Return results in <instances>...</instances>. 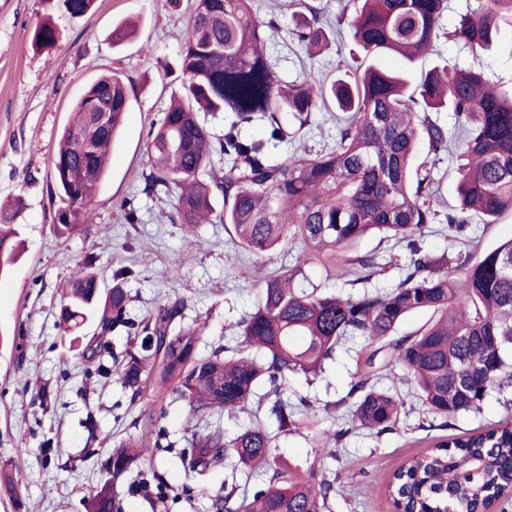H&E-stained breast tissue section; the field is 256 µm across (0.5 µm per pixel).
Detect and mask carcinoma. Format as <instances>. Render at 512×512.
<instances>
[{"label": "carcinoma", "mask_w": 512, "mask_h": 512, "mask_svg": "<svg viewBox=\"0 0 512 512\" xmlns=\"http://www.w3.org/2000/svg\"><path fill=\"white\" fill-rule=\"evenodd\" d=\"M351 4L352 19L340 15L336 24H347L363 53L352 78L288 82L276 75L268 52L275 20L258 17L252 0H194L177 60L181 88L148 131L146 191L163 188L180 223L217 219L233 227L237 247L248 253L292 254L291 264L262 276L254 310L239 322L232 354L218 347L201 355L202 328H175L186 307L180 297L133 320L125 268L115 271L106 291L93 272L83 271L64 293L65 330L97 312L102 335L124 330L143 337L149 356L128 349L113 358L133 402L150 388L161 401L170 392L187 403L188 420L198 422L216 413L252 410L259 383H268L276 432L257 423L230 440L220 428L195 429L185 438L180 460L196 480L190 491L210 500V512H328L334 483L296 477L275 456L274 440L299 426L294 408L281 397L288 379L318 376L340 350H356L370 368L379 352L389 350L388 363L404 371V381L442 427L459 412L478 408L490 390H512V239L481 256L461 252L451 267L435 266L418 241L438 216L431 203L437 181L426 164L413 165L423 139L434 155L455 156L448 232L465 233L475 217L487 226L512 215V87L493 84L474 68L431 69L414 84L403 73L378 66L383 55L413 63L429 54L440 38L447 0ZM310 13L292 35L299 44L316 47L326 32L319 12ZM511 25L512 0H476L448 38L476 56ZM34 40L41 47L54 45L55 29L40 25ZM94 101L109 111L101 131L91 128ZM331 105L340 112L336 140L314 151L305 138L315 114ZM442 108L455 117L451 134L429 116ZM127 109V87L118 72L100 76L76 100L54 158L64 198L54 214L57 235L86 228ZM201 111L233 114L222 137L200 121ZM255 120L267 128L268 140L242 135ZM280 143L293 151L276 159L270 147ZM216 155L224 157L219 170ZM216 193L224 196L220 215L213 207ZM368 234L408 251L404 273L390 289L325 294L295 282L304 266L317 261L326 269L352 267L353 286L369 283L390 261L378 252L353 254ZM13 237V225L1 215L0 270L12 260ZM417 311L431 312L430 319L409 336L397 335ZM354 394L350 420L370 432L393 430L405 412L401 394L380 386L370 371L352 384L349 395ZM140 421L138 435L112 448L110 478L90 490L86 512H121L118 488L151 449L162 447L166 434L154 416L144 413ZM228 459L247 474L266 476L252 497L238 500L232 490L221 494L209 488L210 474ZM511 483L512 421L506 419L412 458L394 474L390 492L400 512H478Z\"/></svg>", "instance_id": "1"}]
</instances>
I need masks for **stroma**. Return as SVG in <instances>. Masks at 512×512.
I'll list each match as a JSON object with an SVG mask.
<instances>
[{"instance_id":"1","label":"stroma","mask_w":512,"mask_h":512,"mask_svg":"<svg viewBox=\"0 0 512 512\" xmlns=\"http://www.w3.org/2000/svg\"><path fill=\"white\" fill-rule=\"evenodd\" d=\"M194 0H95L81 16L68 14L61 0H0V204L19 203L15 217L20 247L6 274L0 276V512H86L90 488L104 482L107 451L134 434L141 412L154 415L170 439L187 433L184 401L155 402L152 393L131 401L117 376L92 374L85 360L88 345L107 346L122 355L140 339L120 332L98 333L96 319L65 332L60 324L62 294L70 276L90 265L103 286L126 267L135 277L127 286L129 309L140 318L175 298L187 301L184 323L200 324V354L235 341L237 323L252 311L262 283L284 260L274 254L256 260L236 253L223 224L190 226L172 221L166 196L145 194L149 171L146 134L167 107L180 83L176 67L184 28ZM263 18L276 17L279 28L270 43L275 69L286 80L312 74L333 80L354 49L327 32L315 54L291 39L297 7L291 0H253ZM137 25L133 41L116 45L113 25ZM44 22L56 29V44L38 49L35 28ZM381 67L409 69L399 58L379 57ZM476 67L494 82H512V30L480 56L440 39L434 53L413 69ZM120 71L128 79L130 109L112 145L109 172L91 203L86 230L58 239L53 214L59 204L53 158L60 132L76 99L97 77ZM136 198L139 221L127 223L122 204ZM177 278H169L170 267ZM357 372L352 355L339 354L314 380L288 381L291 399H306L315 417L299 432L278 436L275 454L305 477L326 476L336 483L331 512H397L389 491L392 477L413 457L441 442L444 433L477 434L506 416L498 392L480 409L459 413L447 430H427L414 398L396 430L376 436L352 427L336 401L345 397ZM347 435L333 456L319 455L322 441L338 430ZM144 473H156L165 497L139 491L125 482L123 512H209L206 498H185L194 479L176 450H155Z\"/></svg>"}]
</instances>
